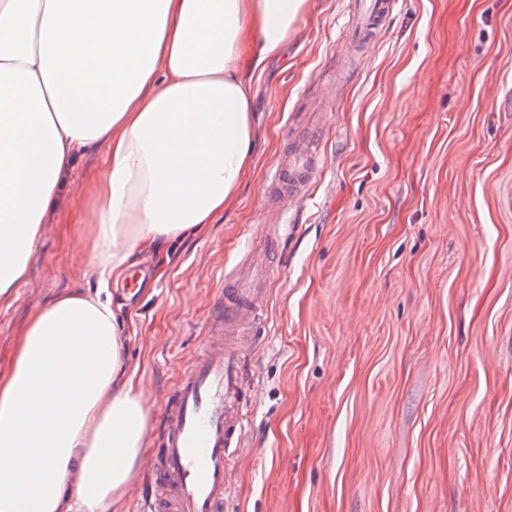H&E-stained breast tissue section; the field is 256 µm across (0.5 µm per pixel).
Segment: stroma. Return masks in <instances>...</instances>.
I'll use <instances>...</instances> for the list:
<instances>
[{
	"label": "stroma",
	"instance_id": "obj_1",
	"mask_svg": "<svg viewBox=\"0 0 512 512\" xmlns=\"http://www.w3.org/2000/svg\"><path fill=\"white\" fill-rule=\"evenodd\" d=\"M347 22L346 0H309L252 78L262 139L235 203L113 287L126 361L157 423L273 218L279 156L323 113L324 165L281 218L226 512H512V0H396L355 51ZM103 158L76 161L71 205L0 305V374L36 309L95 285L77 218Z\"/></svg>",
	"mask_w": 512,
	"mask_h": 512
}]
</instances>
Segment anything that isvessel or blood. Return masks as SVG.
I'll use <instances>...</instances> for the list:
<instances>
[{"label": "vessel or blood", "mask_w": 512, "mask_h": 512, "mask_svg": "<svg viewBox=\"0 0 512 512\" xmlns=\"http://www.w3.org/2000/svg\"><path fill=\"white\" fill-rule=\"evenodd\" d=\"M349 5L354 18L349 43L357 48L373 41L392 13L393 0H349ZM320 156V129L303 131L271 179L268 201L275 212L304 196ZM276 230L268 225L213 300L208 337L166 399L152 479L136 494L140 512H224L228 463L245 428L253 330L264 316L274 276Z\"/></svg>", "instance_id": "vessel-or-blood-1"}]
</instances>
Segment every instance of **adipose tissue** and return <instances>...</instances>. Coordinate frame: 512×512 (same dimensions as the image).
<instances>
[{
	"mask_svg": "<svg viewBox=\"0 0 512 512\" xmlns=\"http://www.w3.org/2000/svg\"><path fill=\"white\" fill-rule=\"evenodd\" d=\"M308 0H0V301L25 277L77 158L105 147L81 213L94 291L36 310L0 378V512H120L149 407L108 292L203 232L254 152L251 76Z\"/></svg>",
	"mask_w": 512,
	"mask_h": 512,
	"instance_id": "1",
	"label": "adipose tissue"
}]
</instances>
